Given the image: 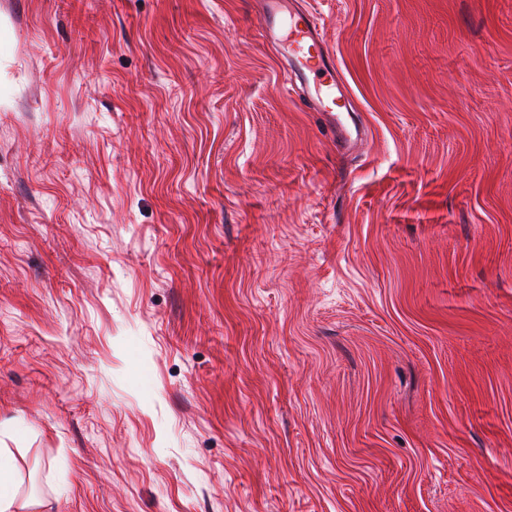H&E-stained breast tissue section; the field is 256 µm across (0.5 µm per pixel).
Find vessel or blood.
<instances>
[{
  "mask_svg": "<svg viewBox=\"0 0 512 512\" xmlns=\"http://www.w3.org/2000/svg\"><path fill=\"white\" fill-rule=\"evenodd\" d=\"M261 19L266 36L283 48L290 66L306 76L327 78L319 95L332 98L336 92V64L322 53L324 40L314 16L303 10L285 11L281 0H263Z\"/></svg>",
  "mask_w": 512,
  "mask_h": 512,
  "instance_id": "obj_1",
  "label": "vessel or blood"
}]
</instances>
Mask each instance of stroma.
<instances>
[{"instance_id": "35a3bbf8", "label": "stroma", "mask_w": 512, "mask_h": 512, "mask_svg": "<svg viewBox=\"0 0 512 512\" xmlns=\"http://www.w3.org/2000/svg\"><path fill=\"white\" fill-rule=\"evenodd\" d=\"M0 0V448L52 512H512V0ZM261 19L266 37L283 48L292 68L305 76L330 79L318 94L321 100L331 99L336 94V63L322 53L324 40L314 16L303 10L286 12L281 0H264ZM331 101L335 104V98Z\"/></svg>"}]
</instances>
